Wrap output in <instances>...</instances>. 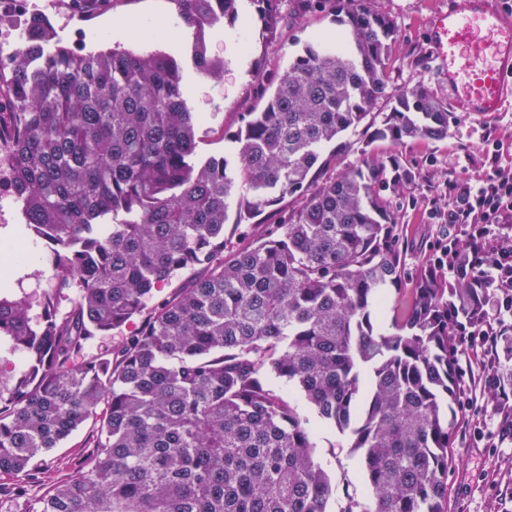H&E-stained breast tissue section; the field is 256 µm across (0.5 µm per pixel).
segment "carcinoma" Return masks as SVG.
Here are the masks:
<instances>
[{
	"mask_svg": "<svg viewBox=\"0 0 512 512\" xmlns=\"http://www.w3.org/2000/svg\"><path fill=\"white\" fill-rule=\"evenodd\" d=\"M212 80L224 60L205 33L243 0H171ZM273 34L280 0H249ZM345 29L304 44L265 106L232 135L234 159L195 161L198 118L181 61L166 52L85 51L41 21L0 63V139L22 236L53 254L49 291L0 284V475L25 483L87 424L93 450L24 512H329L336 487L308 420L352 439L371 507L443 512L448 438L461 412L457 324L483 318L495 285L465 250L428 261L394 332L377 317L399 283L395 206L414 173L366 159L339 175L322 149L387 95L394 23L372 0H343ZM450 112L423 86L397 93L369 136L401 144L448 136ZM248 195L247 243L224 253L228 200ZM293 197L272 231L249 224ZM454 279L448 281V265ZM198 273L121 342L154 292Z\"/></svg>",
	"mask_w": 512,
	"mask_h": 512,
	"instance_id": "obj_1",
	"label": "carcinoma"
}]
</instances>
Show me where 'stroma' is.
Here are the masks:
<instances>
[{
	"label": "stroma",
	"mask_w": 512,
	"mask_h": 512,
	"mask_svg": "<svg viewBox=\"0 0 512 512\" xmlns=\"http://www.w3.org/2000/svg\"><path fill=\"white\" fill-rule=\"evenodd\" d=\"M34 14L47 18L56 41L67 47L88 51L113 47L136 53L163 51L179 55L191 40V32L178 17L171 0H111L109 8L83 14L71 4L57 0H30ZM463 0H376L391 17L395 35L389 43L387 60L388 98L378 101L376 112L389 111L391 94L421 85L440 102L448 100V84L442 64L429 44L428 19L448 5ZM340 12L318 8L302 12L300 0H282L281 22L275 35L262 37L247 22L231 27L218 24L207 33L213 55L224 61V76L215 81L185 69L188 103L198 116L196 153L199 158L228 157L233 153L231 134L243 122L245 113L262 108L267 96L255 83L252 73L262 67L268 80H277L294 58L297 44L317 42L338 27ZM164 19L174 39L152 41L143 36L126 40L110 35L113 26L140 24ZM380 157L393 156L416 178L407 184L397 202L396 222L404 248L403 289L389 290L394 303H405L413 274L426 259L443 249L449 239L464 235L465 225L448 221L449 184H477L494 169L512 170V100L503 111L481 118L454 113L448 135L441 140L409 139L396 145L388 141L368 142L364 133L351 132L328 144L323 157L329 170L338 173L362 158L364 150ZM31 260L12 271L24 288L37 281H52L53 257L41 241L28 239ZM462 398L466 407L453 425L448 454V500L445 512H512V441H499L500 416L481 385L491 371L512 369V364L495 358L481 343L468 347L458 362ZM315 431L316 460L336 483L337 495L329 504L339 512L347 499L368 506L370 499L361 474L358 453L347 435L320 426L313 411L302 407ZM93 438L92 427L75 432L60 448L54 449L51 463L27 484L29 497H37L44 487L64 481L70 475V461L86 455Z\"/></svg>",
	"instance_id": "35a3bbf8"
}]
</instances>
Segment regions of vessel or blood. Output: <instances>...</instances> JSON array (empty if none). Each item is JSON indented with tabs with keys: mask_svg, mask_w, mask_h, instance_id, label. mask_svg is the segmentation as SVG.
Returning a JSON list of instances; mask_svg holds the SVG:
<instances>
[{
	"mask_svg": "<svg viewBox=\"0 0 512 512\" xmlns=\"http://www.w3.org/2000/svg\"><path fill=\"white\" fill-rule=\"evenodd\" d=\"M429 28L454 111H501L512 95V9L502 0H463L436 12Z\"/></svg>",
	"mask_w": 512,
	"mask_h": 512,
	"instance_id": "1",
	"label": "vessel or blood"
}]
</instances>
